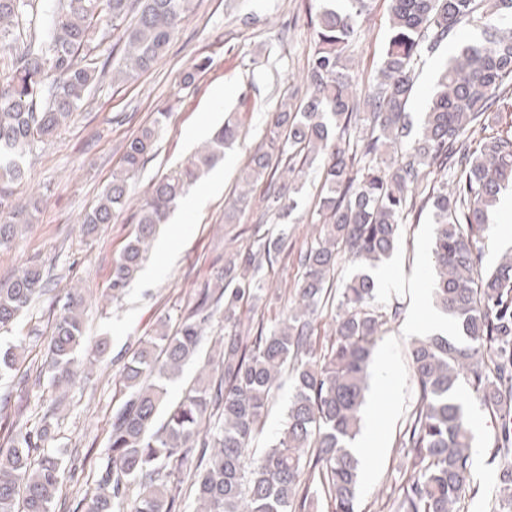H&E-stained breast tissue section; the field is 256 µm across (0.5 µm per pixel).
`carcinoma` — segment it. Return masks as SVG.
I'll list each match as a JSON object with an SVG mask.
<instances>
[{"mask_svg": "<svg viewBox=\"0 0 512 512\" xmlns=\"http://www.w3.org/2000/svg\"><path fill=\"white\" fill-rule=\"evenodd\" d=\"M311 20L307 95L284 97L266 129V149L247 160L241 190L224 208L237 224L251 188L267 180L264 214L285 218L298 206L305 170L316 165L320 232L299 254L302 268L281 319L253 315L263 277L285 249L284 234L256 224L252 243L196 293L181 320L159 319L121 370L128 398L112 415L107 461L93 490L73 512H180L183 486L195 512H358L360 431L373 348L383 324L400 315L376 303L365 268L388 256L409 216L430 211L435 224L436 304L459 323L460 335L413 342L417 401L400 441L410 475L393 512H461L478 488L471 480L473 402L498 416L489 458L512 457V252L483 264L480 237L499 194L512 186V129L477 138L512 100V0H391L386 48L373 80L361 90L347 51L369 0H344ZM194 0H0V47L12 63L0 74V246L32 224L40 200L14 197L35 146L47 145L106 74L128 82L149 71L193 12ZM480 12L481 38L457 44L439 73L419 129L408 104L419 65ZM119 30L112 70L99 65L102 25ZM211 59L182 77L195 84ZM169 112L159 109L128 140L120 172L82 221L90 235L126 210L131 179L153 156ZM230 112L209 141L179 169L156 179L128 217L133 233L112 266L109 290L121 295L138 271L157 225L187 189L224 158L239 137ZM347 261L360 271L340 276ZM43 271L23 267L0 281V329L45 291ZM335 311V339L322 350L314 325ZM86 299L73 288L54 318L43 369L53 387L78 372ZM224 316L222 351L199 371L189 393L168 402V383L182 374L215 314ZM20 347L0 352V377L20 363ZM288 373L292 397L283 429L256 446L269 405ZM55 410L29 426L19 413L0 432V512H52L62 494L63 459L48 447ZM135 485L139 493L129 499ZM495 501L512 502V469L501 471Z\"/></svg>", "mask_w": 512, "mask_h": 512, "instance_id": "cac0c4a2", "label": "carcinoma"}]
</instances>
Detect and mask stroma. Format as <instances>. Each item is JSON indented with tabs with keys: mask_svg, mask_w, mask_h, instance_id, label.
Returning <instances> with one entry per match:
<instances>
[{
	"mask_svg": "<svg viewBox=\"0 0 512 512\" xmlns=\"http://www.w3.org/2000/svg\"><path fill=\"white\" fill-rule=\"evenodd\" d=\"M324 0H196L194 13L183 22L154 67L134 81L97 82L86 103L73 115L50 145L36 150L27 161V177L21 191L39 198L40 212L10 245L0 248V280L17 268L34 263L44 269L48 289L32 304L13 329L0 330V350L21 343L28 355L24 372L0 380V394L11 393L16 406L39 423L47 406L58 403L55 439L68 472L54 512H69L73 503L93 488L106 463L107 429L112 411L126 399L120 383L121 360L137 341L150 335L160 317L177 318L196 289L221 271L225 261L249 243L259 215L250 208L239 223L224 221V206L238 189V172L262 142L270 114L284 92L303 98V68L313 45L310 17ZM251 13L256 25L234 23L237 14ZM389 19L388 0H373L350 50V64L358 82L373 79L384 52ZM453 50L443 45L425 57L409 110L420 122L435 89V74ZM210 57L212 65L195 85H180L182 72L198 57ZM170 106L171 115L153 156L139 172L133 191L141 200L152 183L175 168L203 142L188 137L189 129L213 130L225 110L238 108L244 128L224 155L215 173L224 178L219 192L209 190L210 178L192 185L203 192L198 208L184 224H163L160 238L176 236L174 250L151 248L141 273L117 298L110 297L112 264L124 248L131 230L123 216L103 225L94 236H84L81 222L96 202L112 174L120 166L126 141L150 121L155 109ZM501 204L489 216L482 248L485 264L496 263L512 247V191L504 190ZM308 208H300L288 225V255L266 269V295L260 308L265 320L277 321L286 306L284 291L294 289L302 275L296 257L310 243L314 228ZM434 226L429 216L404 227L393 254L383 261L386 269L403 272L400 287L379 290L383 309H399L398 319L387 322L377 341L375 356L386 366H373L366 415H379L382 450L359 474L360 512H379L386 494L401 480L406 460L399 446L406 418L416 399L409 359L413 341L408 322L430 298L434 275L431 255ZM80 284L86 298V334L90 341L107 338V354L88 374L59 391L50 386L38 367L47 352L54 315L66 300L71 284ZM476 458L472 477L479 488L464 512H512V506H493L491 493L503 460H490L484 450L491 441L495 422L480 405L468 408Z\"/></svg>",
	"mask_w": 512,
	"mask_h": 512,
	"instance_id": "stroma-1",
	"label": "stroma"
}]
</instances>
